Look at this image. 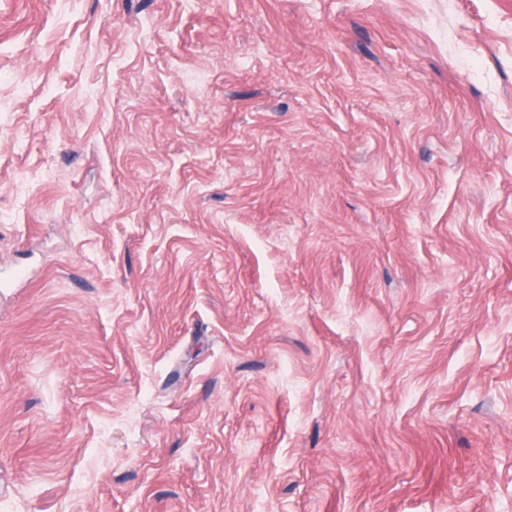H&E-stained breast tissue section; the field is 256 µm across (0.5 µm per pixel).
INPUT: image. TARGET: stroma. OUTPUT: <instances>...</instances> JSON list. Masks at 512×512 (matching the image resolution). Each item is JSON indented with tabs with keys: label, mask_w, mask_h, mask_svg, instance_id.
<instances>
[{
	"label": "stroma",
	"mask_w": 512,
	"mask_h": 512,
	"mask_svg": "<svg viewBox=\"0 0 512 512\" xmlns=\"http://www.w3.org/2000/svg\"><path fill=\"white\" fill-rule=\"evenodd\" d=\"M0 512H512V0H0Z\"/></svg>",
	"instance_id": "obj_1"
}]
</instances>
